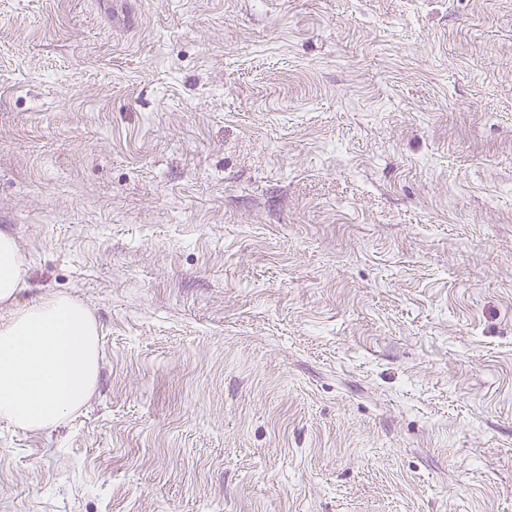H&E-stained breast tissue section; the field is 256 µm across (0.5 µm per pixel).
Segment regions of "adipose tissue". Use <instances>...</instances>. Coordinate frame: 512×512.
<instances>
[{
	"label": "adipose tissue",
	"mask_w": 512,
	"mask_h": 512,
	"mask_svg": "<svg viewBox=\"0 0 512 512\" xmlns=\"http://www.w3.org/2000/svg\"><path fill=\"white\" fill-rule=\"evenodd\" d=\"M26 261L0 231V421L25 431L56 427L77 413L99 378L101 332L90 309L66 294L16 307Z\"/></svg>",
	"instance_id": "obj_1"
}]
</instances>
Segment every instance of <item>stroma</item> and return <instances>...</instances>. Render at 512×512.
Masks as SVG:
<instances>
[{"mask_svg":"<svg viewBox=\"0 0 512 512\" xmlns=\"http://www.w3.org/2000/svg\"><path fill=\"white\" fill-rule=\"evenodd\" d=\"M0 230L102 328L0 512H512V0H0Z\"/></svg>","mask_w":512,"mask_h":512,"instance_id":"stroma-1","label":"stroma"}]
</instances>
